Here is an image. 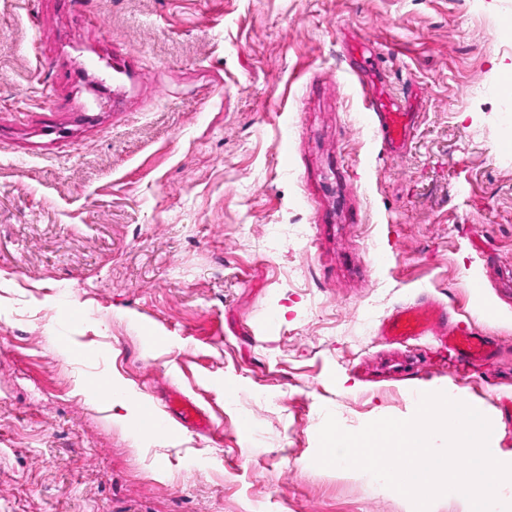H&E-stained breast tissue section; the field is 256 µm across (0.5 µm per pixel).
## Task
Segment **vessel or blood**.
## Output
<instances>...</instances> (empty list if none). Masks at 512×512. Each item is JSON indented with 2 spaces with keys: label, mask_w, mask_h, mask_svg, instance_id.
I'll return each mask as SVG.
<instances>
[{
  "label": "vessel or blood",
  "mask_w": 512,
  "mask_h": 512,
  "mask_svg": "<svg viewBox=\"0 0 512 512\" xmlns=\"http://www.w3.org/2000/svg\"><path fill=\"white\" fill-rule=\"evenodd\" d=\"M349 49L361 61L366 78V109L377 119V130L386 152H400L414 126V114L401 98L388 89L385 76L376 63L371 42L365 36L352 37ZM377 333L393 343H405L423 336L434 337L435 351L454 357L460 367H479L493 359L497 345L478 331L461 328L452 321L446 305L428 297L403 304L388 314ZM166 407L184 425L206 432L211 428L208 415L191 398L172 392Z\"/></svg>",
  "instance_id": "obj_1"
}]
</instances>
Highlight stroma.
I'll return each mask as SVG.
<instances>
[{"label":"stroma","instance_id":"stroma-1","mask_svg":"<svg viewBox=\"0 0 512 512\" xmlns=\"http://www.w3.org/2000/svg\"><path fill=\"white\" fill-rule=\"evenodd\" d=\"M510 65L512 0H0V512H412L318 432L448 387L512 451ZM422 296L497 358L378 336ZM349 50L361 61V72L367 83L366 109L377 119V130L386 152H400L414 126V112L401 98L388 89L385 76L379 71L371 42L363 35L353 36ZM165 408L187 427L202 432L211 430V422L208 415L194 400L180 392L173 391L171 393L166 401Z\"/></svg>","mask_w":512,"mask_h":512}]
</instances>
